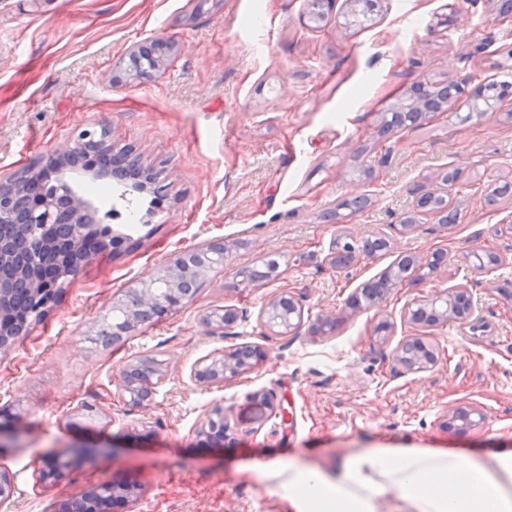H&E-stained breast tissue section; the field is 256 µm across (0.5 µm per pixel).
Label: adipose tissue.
Returning <instances> with one entry per match:
<instances>
[{
    "label": "adipose tissue",
    "instance_id": "ef3b65f1",
    "mask_svg": "<svg viewBox=\"0 0 512 512\" xmlns=\"http://www.w3.org/2000/svg\"><path fill=\"white\" fill-rule=\"evenodd\" d=\"M292 512H512V455L370 448L323 470L286 466Z\"/></svg>",
    "mask_w": 512,
    "mask_h": 512
}]
</instances>
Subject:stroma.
I'll use <instances>...</instances> for the list:
<instances>
[{
  "mask_svg": "<svg viewBox=\"0 0 512 512\" xmlns=\"http://www.w3.org/2000/svg\"><path fill=\"white\" fill-rule=\"evenodd\" d=\"M348 7L336 0L310 29L308 0H0V173L30 171L83 129L105 127L114 147L162 169L165 185L155 207L152 187L67 175L78 193L95 183L112 193L96 206V255L0 354V406L24 419L19 447L0 450L17 485L12 512H52L125 479L141 487L133 512H291L276 472L288 462L328 467L367 448L512 453V233L501 230L512 196L484 199L486 187L512 182V92L465 123L433 112L378 133L380 109L415 83L512 79V18L492 0H379L370 26L349 31ZM161 35L173 47L157 71L119 68L131 47ZM426 193L449 195L454 224L416 210ZM355 195L367 205L332 219ZM375 238L387 249L331 265L334 241ZM211 242L225 245L226 261L191 304L114 345L89 342L129 288ZM436 250L447 254L437 272L351 307L402 256ZM489 253L501 264L479 267ZM269 256L286 265L279 278L237 286L239 271ZM454 287L468 289L480 321L428 329L436 365L405 373L393 351L417 332L408 307ZM284 292L300 299L303 320L278 336L258 311ZM219 306L236 313L220 334L203 320ZM239 344L262 347L265 361L223 384L196 381L199 359ZM143 359L160 378L139 405L120 379ZM261 392L280 412L257 429L250 404ZM467 401L485 411L480 428L442 429V415ZM218 404L232 432L208 446L197 432ZM81 443L111 451L38 484L44 459L71 460Z\"/></svg>",
  "mask_w": 512,
  "mask_h": 512,
  "instance_id": "35a3bbf8",
  "label": "stroma"
}]
</instances>
